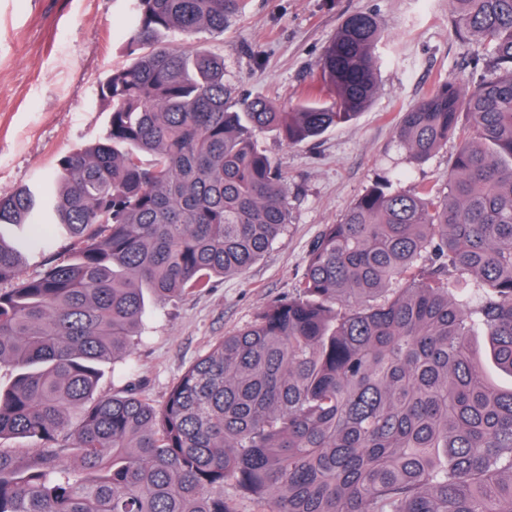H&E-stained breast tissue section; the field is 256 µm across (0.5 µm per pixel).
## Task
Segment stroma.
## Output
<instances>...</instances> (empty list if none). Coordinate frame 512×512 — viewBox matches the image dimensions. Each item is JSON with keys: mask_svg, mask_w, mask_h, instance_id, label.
Returning a JSON list of instances; mask_svg holds the SVG:
<instances>
[{"mask_svg": "<svg viewBox=\"0 0 512 512\" xmlns=\"http://www.w3.org/2000/svg\"><path fill=\"white\" fill-rule=\"evenodd\" d=\"M378 14L379 89L364 112L297 146L258 140L288 177L291 221L245 273L152 305L133 347V380L162 403L181 373L219 337L295 295L311 242L372 184L443 185L458 149L449 140L424 162L395 136L403 112L440 80H470L472 44L459 40L449 0H246L222 35L199 40L224 55V80L240 95L296 102L349 14ZM131 0H0V192L39 181L71 150L99 139L108 114L101 81L124 62Z\"/></svg>", "mask_w": 512, "mask_h": 512, "instance_id": "stroma-1", "label": "stroma"}]
</instances>
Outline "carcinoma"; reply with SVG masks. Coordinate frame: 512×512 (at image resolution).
Masks as SVG:
<instances>
[{
	"mask_svg": "<svg viewBox=\"0 0 512 512\" xmlns=\"http://www.w3.org/2000/svg\"><path fill=\"white\" fill-rule=\"evenodd\" d=\"M242 3L133 0L103 136L44 193H0V512H237L228 483L258 512H512V388L472 343L483 331L512 376V0H450L480 73L438 82L396 127L418 161L458 141L444 188L373 184L311 244L295 295L163 403L133 382L97 393L150 304L243 273L284 234L287 177L257 134L312 140L377 93L385 24L360 12L291 110L236 95L195 38ZM54 239L79 248L21 277ZM474 352L477 358L482 362L489 378L504 389L511 388L512 379L510 376L497 371L488 358V343L486 336H473Z\"/></svg>",
	"mask_w": 512,
	"mask_h": 512,
	"instance_id": "obj_1",
	"label": "carcinoma"
}]
</instances>
